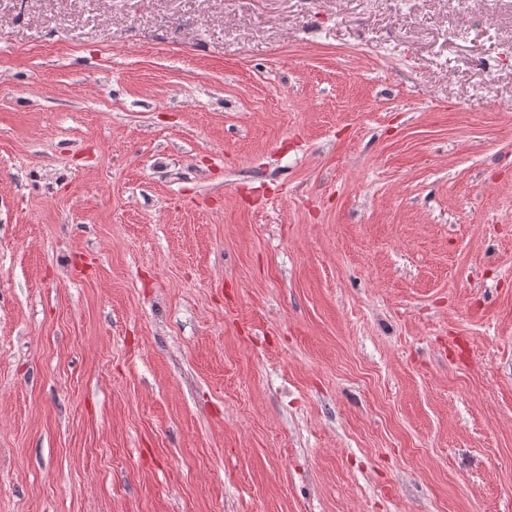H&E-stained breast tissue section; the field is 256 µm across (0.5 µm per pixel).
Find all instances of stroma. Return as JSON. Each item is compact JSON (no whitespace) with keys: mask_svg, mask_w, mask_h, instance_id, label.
<instances>
[{"mask_svg":"<svg viewBox=\"0 0 512 512\" xmlns=\"http://www.w3.org/2000/svg\"><path fill=\"white\" fill-rule=\"evenodd\" d=\"M0 0V512H512V0Z\"/></svg>","mask_w":512,"mask_h":512,"instance_id":"obj_1","label":"stroma"}]
</instances>
